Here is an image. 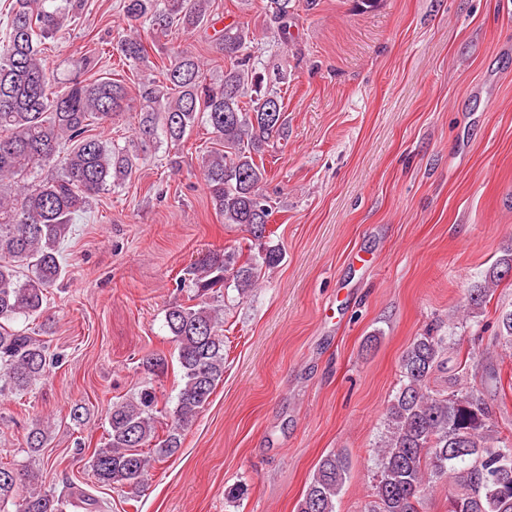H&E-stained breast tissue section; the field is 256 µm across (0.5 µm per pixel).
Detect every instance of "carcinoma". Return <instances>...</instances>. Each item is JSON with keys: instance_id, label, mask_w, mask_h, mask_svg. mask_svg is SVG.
Listing matches in <instances>:
<instances>
[{"instance_id": "carcinoma-1", "label": "carcinoma", "mask_w": 512, "mask_h": 512, "mask_svg": "<svg viewBox=\"0 0 512 512\" xmlns=\"http://www.w3.org/2000/svg\"><path fill=\"white\" fill-rule=\"evenodd\" d=\"M81 0H11L0 39V395L24 394L49 377L60 362L50 341L10 323L45 313L46 293L64 277L59 246L69 237L77 213L101 192L123 185L139 166L140 151L164 140L177 145L199 120L209 127L217 148L202 162L203 180L226 224L247 227L257 253L239 262L236 252H208L184 275L196 288L195 304L174 303L165 324L176 345L179 390L174 404L153 386L112 403L105 442L94 448L90 467L97 485L140 496L153 464L173 456L224 376V320L209 295L233 283L241 295L256 287L262 268L282 261L266 242L272 214L262 192L264 166L256 162L272 139H286L287 121L280 72L255 54V32L231 23L215 32V46L227 65L207 79L202 59L179 46L165 53L161 78L138 83V107L129 89L111 77L90 79L96 63L85 57L64 91H53L56 77L46 64L44 45L65 36ZM123 34L116 51L130 69L148 66L156 43L141 30L163 34L177 24L187 33L203 28L211 0H122ZM297 0H268L260 21L263 38L288 43L289 20ZM140 112L135 141L120 146L92 125L132 109ZM48 171L36 183L34 174ZM27 265L33 276L21 279ZM512 274V250L489 267L471 289L464 316L475 320L493 288ZM495 342L512 349V308L496 318ZM470 355L454 353L448 338L429 328L415 337L400 360L401 384L386 411V433L379 446V472L364 512H421L436 483L449 481L455 492L448 512H512V436L494 424L485 388L456 382L435 390L431 381L446 369L465 374ZM155 377L168 374L163 352L140 361ZM166 419L158 431L159 418ZM51 422L32 420L26 445L41 454ZM350 473V459L331 451L319 461L297 512H336ZM105 504L65 478L59 492H46L33 468L0 461V512H102Z\"/></svg>"}]
</instances>
